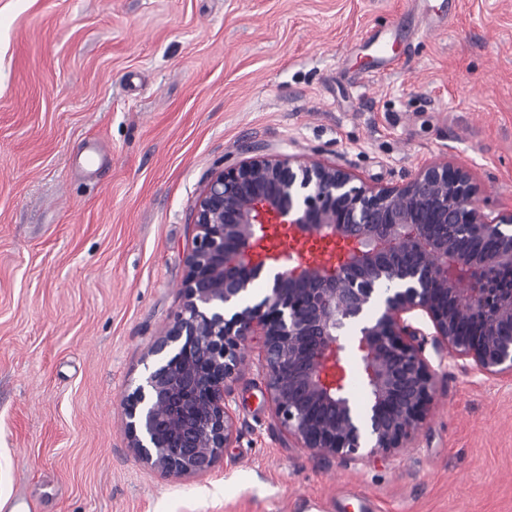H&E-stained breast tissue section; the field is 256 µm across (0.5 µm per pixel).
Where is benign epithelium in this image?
Segmentation results:
<instances>
[{
  "instance_id": "1",
  "label": "benign epithelium",
  "mask_w": 512,
  "mask_h": 512,
  "mask_svg": "<svg viewBox=\"0 0 512 512\" xmlns=\"http://www.w3.org/2000/svg\"><path fill=\"white\" fill-rule=\"evenodd\" d=\"M336 163L295 154H256L210 177L191 212L184 304L155 345L162 360L131 393L129 448L176 476L208 472L236 432L227 400L254 341L281 428L319 459L360 461L411 444L437 391L425 332L440 361H471L477 372L512 377V211L492 215L470 173L436 161L394 186H355ZM356 242L339 270H284L257 303L236 305L260 277L247 263L256 224ZM463 234L471 241L462 247ZM499 240L486 251L480 243ZM413 253L420 264L404 266ZM374 317L368 310L379 295ZM358 329L370 402L358 412L337 394L347 379L340 330Z\"/></svg>"
}]
</instances>
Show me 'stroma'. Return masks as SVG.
Wrapping results in <instances>:
<instances>
[{"label": "stroma", "instance_id": "1", "mask_svg": "<svg viewBox=\"0 0 512 512\" xmlns=\"http://www.w3.org/2000/svg\"><path fill=\"white\" fill-rule=\"evenodd\" d=\"M447 7L0 0V512H512V378L453 362L412 448L357 463L289 440L255 350L206 474L143 464L126 427L183 307L193 205L248 147L358 186L446 161L512 209V0L427 28Z\"/></svg>", "mask_w": 512, "mask_h": 512}]
</instances>
